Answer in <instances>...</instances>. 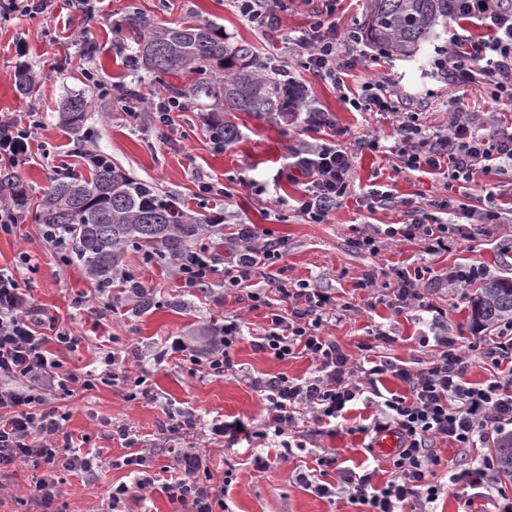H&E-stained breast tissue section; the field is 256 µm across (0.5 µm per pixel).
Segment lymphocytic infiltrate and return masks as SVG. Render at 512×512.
<instances>
[{
    "label": "lymphocytic infiltrate",
    "instance_id": "lymphocytic-infiltrate-1",
    "mask_svg": "<svg viewBox=\"0 0 512 512\" xmlns=\"http://www.w3.org/2000/svg\"><path fill=\"white\" fill-rule=\"evenodd\" d=\"M340 3L318 0L308 30L298 39L302 65L330 84L355 110L397 113L396 140L386 146L371 136L350 147L330 141L294 153L291 165L304 178L296 210L307 223H329L336 206L351 192L356 151H388L404 170L442 174L482 193L483 204L476 207L438 194L426 207L411 208L409 224L361 235L354 247L376 256L382 251V239L400 236L435 255L449 243L477 241L485 225L499 223L503 214L512 212V199L494 191L488 180L501 162L512 163V133L497 138L481 133L467 105L459 100L447 136L433 137L413 113L400 111L398 93L389 77L363 82L357 91H350L346 79L361 62L363 52L358 34L340 32L333 21ZM448 15V47L434 59L435 69L455 84L485 85L501 110L512 112V0H448ZM475 25L483 28V35H473ZM40 127L35 112L0 117V170H14L34 160L33 144ZM440 211L451 214V222H438ZM285 254L283 242L268 240L261 247L248 245L237 251L223 267L211 249L202 246L187 249L173 266L182 288L199 290L219 274L225 289L237 290L249 281L255 267L274 266ZM34 267V255L22 251L13 268L0 269V492L9 489L19 467L29 465L40 472L34 481V507L38 512H63V474L92 471L99 454L81 451L67 427L70 415L59 407V400L79 389L92 390L100 380L122 382L146 398L152 391L145 375L131 372L125 358L114 351L103 352L101 372L65 369L57 352L78 348L80 339L38 305L29 289L21 287L22 271ZM432 281V268H402L388 293L397 307L414 302L429 312L433 306L425 288ZM274 294L280 306H272ZM247 299L250 308L268 311L266 328L250 341L253 348L280 361L306 358L312 365L311 372L302 377L281 374L251 380L266 401L267 417L260 436L278 439L279 459L287 461L307 451L310 438L341 426L350 407L360 402L375 405L377 412L370 423L357 426V433L372 444L389 435L397 440L391 472L383 485L375 484L371 471L359 474L340 469L332 448L316 454L314 467L294 468L299 484L327 493V486L317 483L316 477L330 469L337 471L342 493L351 503L367 506L368 512H432V504L451 486L488 494L495 490L497 463L486 448L512 426V323H505L494 339L474 335L461 342L444 329L433 337H420V345L430 347L431 356L413 368L386 356L355 360L335 339L325 336L328 320L341 318L352 306L337 302L331 293L308 281L275 278L269 290L248 292ZM243 340L239 316L228 315L211 349L201 352L181 337L171 336L162 353L191 373L221 378L235 372L232 354ZM475 363L485 366L489 379L466 381ZM386 374L402 384V391L382 393L380 384ZM99 425L104 434L125 447L124 454L113 459V468L127 469L132 477L131 482L112 486L103 512H123L135 493L155 489L166 495L174 512H229L224 489L213 482L205 453L179 447L178 442L183 435L198 431L211 444L231 447L248 432L243 422L216 419L204 423L191 413L174 417L168 428L172 461L159 472L152 468L153 449L128 426L113 424L108 418L100 419ZM440 441L464 450L478 448L482 454L472 466L449 464L448 480L441 483L433 478L441 462L435 452Z\"/></svg>",
    "mask_w": 512,
    "mask_h": 512
}]
</instances>
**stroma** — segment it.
<instances>
[{
    "label": "stroma",
    "mask_w": 512,
    "mask_h": 512,
    "mask_svg": "<svg viewBox=\"0 0 512 512\" xmlns=\"http://www.w3.org/2000/svg\"><path fill=\"white\" fill-rule=\"evenodd\" d=\"M134 9L158 24L192 18L223 26L230 42L250 46L260 60L288 70L303 88L310 106L329 113L336 126L344 129L341 144L349 145L368 135L389 140L396 129L394 114L358 112L345 105L330 85L300 66L295 50L287 49L289 39L300 36L307 25L310 7L306 0H295L288 14L267 27L243 18L233 0H97L91 15L86 13L83 0H52L46 14L0 22V114L34 110L44 115L38 131L44 154L18 170L27 203L17 211L12 234L0 236V267L12 265L21 250L36 254L35 271L24 274L20 284L80 337L76 350L61 354L67 369L80 372L98 366L99 349L106 345L135 350L142 354L154 393L150 399H132L124 387L100 383L93 390L66 398L68 429L75 437H86L88 447L99 449L101 462L89 473L67 477L65 512H99L106 491L127 479V470L111 466L112 458L121 455L123 449L104 436L97 424L100 418H112L114 423L131 428L138 438L156 444L154 464L158 467L171 462L162 446L170 413H192L206 419L221 415L228 421L244 418L253 427L261 426L266 403L260 392L236 376L200 379L171 359H159L165 337L178 334L202 346L208 327L222 323L226 314H237L246 340L238 345L234 361L244 371L267 378L282 373L300 377L312 369L308 359L280 362L255 351L249 342L252 334L267 325L266 309L249 308L246 298L247 291L268 286L271 272L265 268L256 269L241 291H225L223 280L216 277L206 291L186 293L173 266L155 265L132 252L122 268L150 288L149 302L122 296L113 299L111 309L104 312L95 307L74 310V298L92 296L95 284L82 267L62 263L52 248L43 245L34 216L44 187L56 176V165L67 163L75 175L89 177L88 167L77 155L79 147L86 145L109 154L113 164L131 176L155 182L162 193L178 197L194 211L223 214L228 224L254 225L266 240H286L288 254L282 265L289 281H310L338 301L353 304V312L330 321L325 328L326 335L353 355L358 354L361 344L369 342L378 325L395 338L394 343L381 347V354L412 367L430 355L429 349L419 347L417 337L432 335L436 326L447 327L449 335L457 337L473 333L468 305L476 286L462 288L444 282L428 290L430 301L444 311L437 319L412 306L397 313L381 303L370 312L363 308L368 293L358 289L357 282L372 267L429 266L444 276L453 267L474 259L487 266L491 275L512 278V216L490 226L472 252L455 246L433 256L416 244L392 241L380 256L373 257L352 247V238L389 224L398 227L406 223L403 199L426 202L441 191L443 176L410 173L400 169L395 155L362 150L354 162L352 197L337 206L330 223L310 224L292 206L301 193L303 179L289 168L288 158L329 138L330 129L308 127L301 112L277 122L238 112L233 121L239 138L217 153L211 150L207 133V118L214 109L211 100L187 99L185 111L159 118L151 101L165 96L166 85L186 88L196 76L186 73L172 78L128 67L129 43L113 25ZM447 45L448 34L440 27L413 59L392 58L366 49L365 62L352 71L347 83L355 88L363 81L390 75L404 105L418 112L431 134L447 135L453 105L460 98L488 129L512 126V117L499 114L487 88L453 85L434 68V57ZM21 65L38 78L25 95L14 83ZM120 85L144 98L136 115H129L118 102L114 91ZM72 93L93 102L77 130L60 118L62 104ZM253 181L266 185L265 197L251 192L249 184ZM205 182L223 186V194L203 193L200 186ZM372 184L388 185L395 203L372 211L363 207L360 199ZM315 445L336 449L346 467L374 469L375 484H382L389 475L388 455L366 452L358 435L325 434ZM253 450L273 455L268 469L259 472L251 467L249 453ZM276 452L273 441L260 439L223 452L210 450L215 481H222L227 474L233 478L227 498L231 512H364L363 506L349 503L344 495L322 497L299 485L292 476L295 461L277 460Z\"/></svg>",
    "instance_id": "stroma-1"
}]
</instances>
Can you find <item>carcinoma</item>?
<instances>
[{
  "mask_svg": "<svg viewBox=\"0 0 512 512\" xmlns=\"http://www.w3.org/2000/svg\"><path fill=\"white\" fill-rule=\"evenodd\" d=\"M442 21H448V0H370L359 32L387 55L410 56ZM120 28L131 40L129 60L135 68L161 75H198L189 88L170 84L167 92L216 102L222 114L210 120L213 141L229 144L237 140L239 130L231 121L236 112L285 118L306 109L303 90L288 80L287 71L264 67L246 45H230L214 22L158 25L134 10L123 17ZM89 108L84 97H71L62 118L71 128H78ZM0 187L5 203L21 204L24 190L16 173L3 172ZM37 221L68 232L69 260L79 263L102 287L112 283L129 249L171 262L224 218L187 212L155 183L133 178L112 164L92 168L88 179L51 180L42 193ZM469 319L477 329L512 321V280L484 279L470 300ZM494 456L499 474L512 479V433L499 440Z\"/></svg>",
  "mask_w": 512,
  "mask_h": 512,
  "instance_id": "carcinoma-1",
  "label": "carcinoma"
}]
</instances>
